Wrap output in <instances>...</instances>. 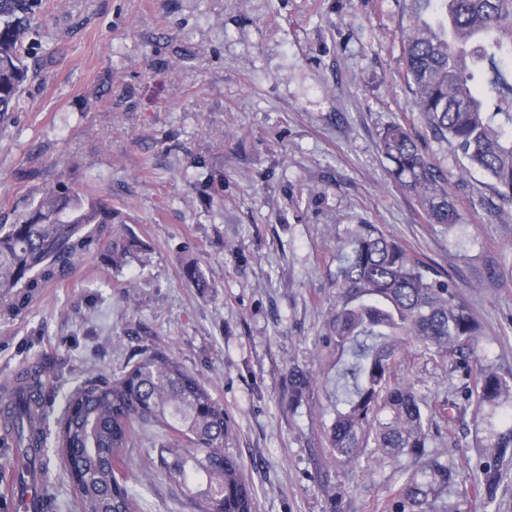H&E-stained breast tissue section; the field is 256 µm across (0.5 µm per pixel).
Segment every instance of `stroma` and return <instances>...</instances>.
I'll use <instances>...</instances> for the list:
<instances>
[{"label":"stroma","mask_w":512,"mask_h":512,"mask_svg":"<svg viewBox=\"0 0 512 512\" xmlns=\"http://www.w3.org/2000/svg\"><path fill=\"white\" fill-rule=\"evenodd\" d=\"M409 2L32 0L28 79L0 125V224L62 177L110 197L138 247L122 268L88 260L23 312L0 310V392L34 367L52 425L71 390L159 346L228 412L257 512H378L412 460L356 482L323 437L344 363L324 341L337 225H379L451 276L481 326L477 358L512 379V205H484L482 175L461 176L430 138L401 78ZM393 123L447 173L460 224L426 223L394 181L376 149ZM190 258L206 291L183 278ZM295 366L317 379L301 403ZM406 375L433 400L464 383L453 357ZM476 410L431 440L454 472L447 512H512L511 483L488 508L469 490ZM131 483L142 512H192L164 478Z\"/></svg>","instance_id":"1"}]
</instances>
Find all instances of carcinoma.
Listing matches in <instances>:
<instances>
[{"instance_id": "carcinoma-1", "label": "carcinoma", "mask_w": 512, "mask_h": 512, "mask_svg": "<svg viewBox=\"0 0 512 512\" xmlns=\"http://www.w3.org/2000/svg\"><path fill=\"white\" fill-rule=\"evenodd\" d=\"M413 3L402 36L404 80L420 117L435 142L467 162L464 171L481 172L498 199L512 204V0ZM22 11V0H0V124L11 119L28 76ZM377 149L392 164L395 181L417 199L427 223H459L447 174L410 129L384 127ZM116 219L109 198L63 180L47 184L16 222L0 224V301L20 313L89 257L110 267L126 265L137 244L115 227ZM337 241L340 291L329 339L349 351L351 361L350 381L325 431L336 465L364 480L384 461L407 456L420 467L405 472L383 512H441L453 470L426 457V448L438 422H451V413L473 399L476 428L487 436L472 490L492 503L500 484L512 482L504 465L512 453V381L480 363L468 365L463 402L430 404L401 372L414 349L443 360L474 353L479 325L456 283L376 224H345ZM183 277L196 288L210 287L194 259L183 265ZM290 382L298 399L317 385L299 369L290 372ZM20 385L29 397L0 411V424L14 432L19 447L38 448L34 418L42 382L26 376ZM146 426L159 428L162 439L143 469L181 488L195 512H256L244 465L226 448L232 434L228 413L199 377L161 349L67 396L54 445L61 461L71 458L77 466L75 512H141L139 494L128 485L134 465L121 452Z\"/></svg>"}]
</instances>
